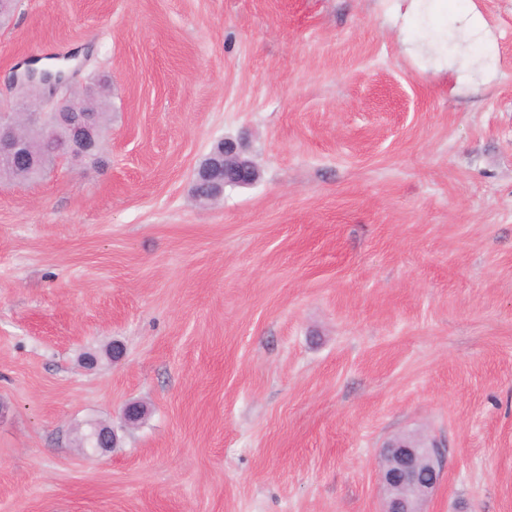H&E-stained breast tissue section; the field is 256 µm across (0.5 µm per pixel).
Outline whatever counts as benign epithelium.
Wrapping results in <instances>:
<instances>
[{"label": "benign epithelium", "mask_w": 512, "mask_h": 512, "mask_svg": "<svg viewBox=\"0 0 512 512\" xmlns=\"http://www.w3.org/2000/svg\"><path fill=\"white\" fill-rule=\"evenodd\" d=\"M71 74L75 71L29 68L15 75V83L24 89L27 107L9 117L0 113V164L13 168L34 164L27 139L31 128L41 132L44 158L56 163L80 161L98 149L94 125L71 119L75 112L95 111L91 102L78 105L69 98ZM258 176V169L245 157L240 144L226 139L200 164L197 184L210 189L211 196L216 197L225 186L250 185ZM91 438L96 444L83 452L88 460L117 442L115 430L105 423L94 425ZM382 454L388 458L387 466L379 470V481L385 491L384 512H422L423 504L442 476V444L432 438L408 436L389 443Z\"/></svg>", "instance_id": "7a95c632"}]
</instances>
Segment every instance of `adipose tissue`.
<instances>
[{
	"label": "adipose tissue",
	"instance_id": "1",
	"mask_svg": "<svg viewBox=\"0 0 512 512\" xmlns=\"http://www.w3.org/2000/svg\"><path fill=\"white\" fill-rule=\"evenodd\" d=\"M400 39L427 60L447 63L456 56L460 72L487 70L495 57L485 41L484 22L472 8L449 12L448 0H406Z\"/></svg>",
	"mask_w": 512,
	"mask_h": 512
}]
</instances>
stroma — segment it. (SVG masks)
Here are the masks:
<instances>
[{
	"label": "stroma",
	"instance_id": "1",
	"mask_svg": "<svg viewBox=\"0 0 512 512\" xmlns=\"http://www.w3.org/2000/svg\"><path fill=\"white\" fill-rule=\"evenodd\" d=\"M471 5L461 81L388 0H18L0 112L75 51L112 122L0 183V512H382L403 435L445 450L426 512H512V0ZM227 138L259 177L199 203ZM91 439L96 440V444L91 450L86 449L83 455L86 459L92 460L98 454L108 451L117 442V435L111 425L105 423H97L93 425Z\"/></svg>",
	"mask_w": 512,
	"mask_h": 512
}]
</instances>
